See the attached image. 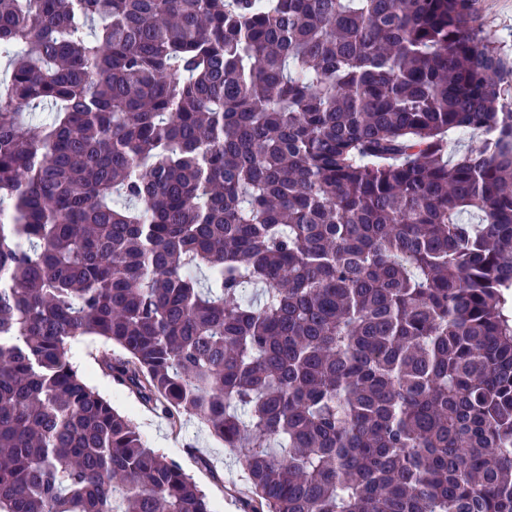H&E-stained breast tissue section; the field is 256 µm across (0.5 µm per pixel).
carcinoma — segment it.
Listing matches in <instances>:
<instances>
[{
    "label": "carcinoma",
    "instance_id": "obj_1",
    "mask_svg": "<svg viewBox=\"0 0 512 512\" xmlns=\"http://www.w3.org/2000/svg\"><path fill=\"white\" fill-rule=\"evenodd\" d=\"M0 63V512H217L88 337L223 442L242 512H512V61L476 0H0Z\"/></svg>",
    "mask_w": 512,
    "mask_h": 512
}]
</instances>
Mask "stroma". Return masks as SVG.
<instances>
[{"label": "stroma", "mask_w": 512, "mask_h": 512, "mask_svg": "<svg viewBox=\"0 0 512 512\" xmlns=\"http://www.w3.org/2000/svg\"><path fill=\"white\" fill-rule=\"evenodd\" d=\"M480 20L499 41L504 52L512 56V0H478ZM102 346L99 340L87 339L75 349L73 361L80 372L109 398L114 407L129 416L138 427L148 447L178 459L220 512H241L239 501L246 485L239 466L222 442L213 437L197 419H185L181 428L117 385L98 365ZM210 460L211 469H203L199 457Z\"/></svg>", "instance_id": "obj_1"}]
</instances>
